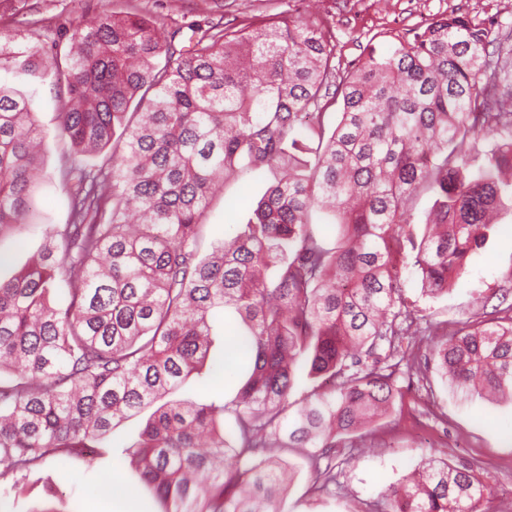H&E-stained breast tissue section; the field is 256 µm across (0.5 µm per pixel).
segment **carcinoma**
I'll use <instances>...</instances> for the list:
<instances>
[{
  "instance_id": "1",
  "label": "carcinoma",
  "mask_w": 512,
  "mask_h": 512,
  "mask_svg": "<svg viewBox=\"0 0 512 512\" xmlns=\"http://www.w3.org/2000/svg\"><path fill=\"white\" fill-rule=\"evenodd\" d=\"M24 40L0 32V71L44 68ZM69 40L57 131L72 149L61 171L70 223L0 278V488L18 489L54 455H94L115 424L150 408L125 454L162 512H285L288 449H308L325 488L336 476L320 460L336 438L393 405L382 357L417 335L407 258L441 296L512 211V90L495 39L440 16L340 70L314 24L245 16L184 51L153 21L105 9ZM40 138L33 96L0 83V237L19 246ZM102 152L101 165L85 163ZM262 167L279 177L254 217L200 258L218 180ZM425 193L433 204L417 218ZM314 207L337 218L332 246L308 220ZM494 297L428 348L468 395H512V302L506 289ZM227 313L246 328L249 376L231 400L170 399ZM300 368L332 386L292 400ZM486 494L471 470L432 461L389 487L380 512H484Z\"/></svg>"
}]
</instances>
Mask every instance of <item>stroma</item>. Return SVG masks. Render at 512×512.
Returning <instances> with one entry per match:
<instances>
[{
	"label": "stroma",
	"mask_w": 512,
	"mask_h": 512,
	"mask_svg": "<svg viewBox=\"0 0 512 512\" xmlns=\"http://www.w3.org/2000/svg\"><path fill=\"white\" fill-rule=\"evenodd\" d=\"M107 7L120 15L148 17L164 35L173 36L178 47L213 24L232 26L246 15L319 21L333 33L336 62L343 67L357 63L368 49L384 51L385 31L402 32L451 12L474 18L512 45V0H0V25L24 29L30 43L42 45L50 74L45 83L29 76H0L2 82L35 93L44 172L23 245L15 246L10 236L0 238L2 277L25 265L48 229L69 221L59 173L70 145L56 132L63 102L58 89L66 82L67 65L63 48L53 42L75 21ZM274 179L273 172L262 168L225 184L205 213L208 229L202 254H210L222 240L225 226L252 217ZM511 271L512 215L507 213L485 245L470 255L466 273L447 294L424 295L419 275L406 270V300L417 327L434 326L443 333L455 322L481 313L486 298L503 286ZM236 333L230 325L216 337L202 375L186 380L178 391L180 399L205 402L220 388L235 394V387L224 384V352L228 337ZM423 363L420 357L398 362L393 412L326 458L336 475L326 489H314L307 460L298 449H289L287 459L297 474L286 500L288 512H379L382 493L432 457L473 470L489 489L485 512H512V400L467 397L436 371H423ZM144 421L136 415L119 423L92 460L64 455L48 459L26 478L21 493L0 496V512H161L153 491L121 455L138 439Z\"/></svg>",
	"instance_id": "obj_1"
}]
</instances>
